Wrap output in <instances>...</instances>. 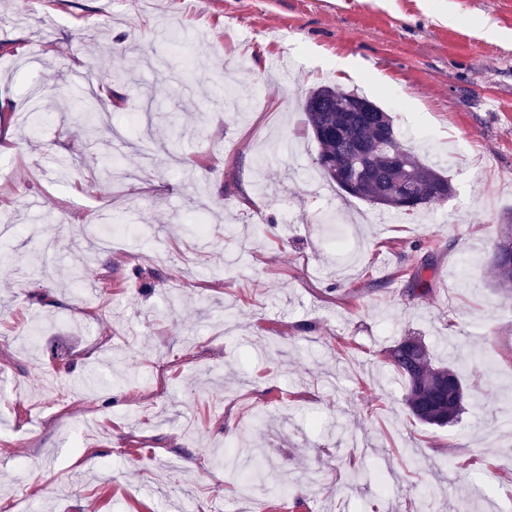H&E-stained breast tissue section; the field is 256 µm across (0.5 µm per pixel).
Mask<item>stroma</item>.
I'll list each match as a JSON object with an SVG mask.
<instances>
[{"instance_id":"obj_1","label":"stroma","mask_w":512,"mask_h":512,"mask_svg":"<svg viewBox=\"0 0 512 512\" xmlns=\"http://www.w3.org/2000/svg\"><path fill=\"white\" fill-rule=\"evenodd\" d=\"M323 84L453 195L383 223L316 175ZM83 87L146 103L119 183ZM510 212L512 0H0V512H512ZM407 336L481 395L447 428L407 413ZM245 447L287 494L214 466ZM79 102L80 106L78 112H80L83 126L90 129L92 133L98 132V115L103 103L94 95L83 96L80 98ZM501 224L500 232L493 244L491 267L494 285L504 294L512 296V216Z\"/></svg>"}]
</instances>
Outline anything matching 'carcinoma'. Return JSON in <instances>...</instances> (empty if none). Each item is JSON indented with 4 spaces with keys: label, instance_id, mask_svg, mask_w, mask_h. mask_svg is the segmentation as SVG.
<instances>
[{
    "label": "carcinoma",
    "instance_id": "obj_1",
    "mask_svg": "<svg viewBox=\"0 0 512 512\" xmlns=\"http://www.w3.org/2000/svg\"><path fill=\"white\" fill-rule=\"evenodd\" d=\"M102 102L80 98L83 126L98 132ZM305 123L318 145L316 164L343 192L387 211L413 212L448 199L451 181L401 142L393 116L366 96L332 85H320L302 104ZM494 285L512 296V216L501 225L493 244ZM393 367L405 379L404 404L409 416L424 425L444 427L456 421L470 399L457 372L437 365L427 345L415 337L401 339L390 350ZM246 484L269 478L268 460L250 456Z\"/></svg>",
    "mask_w": 512,
    "mask_h": 512
}]
</instances>
